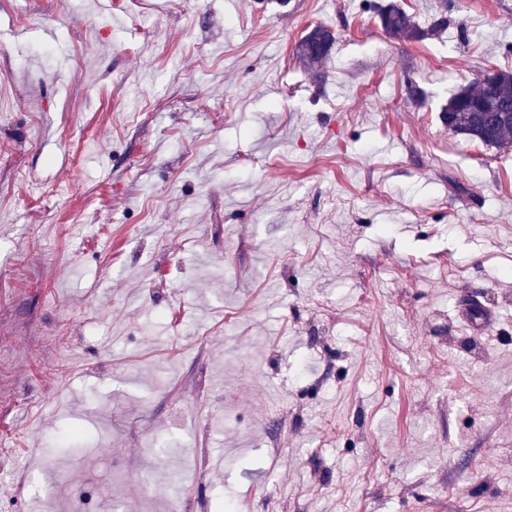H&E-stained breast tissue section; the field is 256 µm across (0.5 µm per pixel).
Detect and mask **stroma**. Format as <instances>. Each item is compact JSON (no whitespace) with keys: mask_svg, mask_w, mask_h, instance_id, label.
Returning <instances> with one entry per match:
<instances>
[{"mask_svg":"<svg viewBox=\"0 0 512 512\" xmlns=\"http://www.w3.org/2000/svg\"><path fill=\"white\" fill-rule=\"evenodd\" d=\"M388 2L0 0V512H512V0ZM378 17L382 29L394 39L419 40L426 36V32L397 3L391 2L381 7ZM334 43L335 37L331 30L325 26H316L298 41L295 54L305 65L315 66L331 54ZM489 87L494 89L493 97L488 95ZM465 104L479 108L467 110ZM441 112L448 131L485 146L508 147L512 144V70L484 73L472 84L460 86ZM461 320L476 332H489L496 321L492 311L484 306H472L460 311Z\"/></svg>","mask_w":512,"mask_h":512,"instance_id":"1","label":"stroma"}]
</instances>
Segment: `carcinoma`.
Instances as JSON below:
<instances>
[{"label":"carcinoma","instance_id":"cac0c4a2","mask_svg":"<svg viewBox=\"0 0 512 512\" xmlns=\"http://www.w3.org/2000/svg\"><path fill=\"white\" fill-rule=\"evenodd\" d=\"M379 22L394 39L419 40L426 36L412 17L391 2L381 7ZM335 43L331 30L316 26L295 46L296 57L315 66L330 54ZM441 119L448 131L485 146L504 148L512 144V70L484 73L476 81L459 87L443 107Z\"/></svg>","mask_w":512,"mask_h":512}]
</instances>
